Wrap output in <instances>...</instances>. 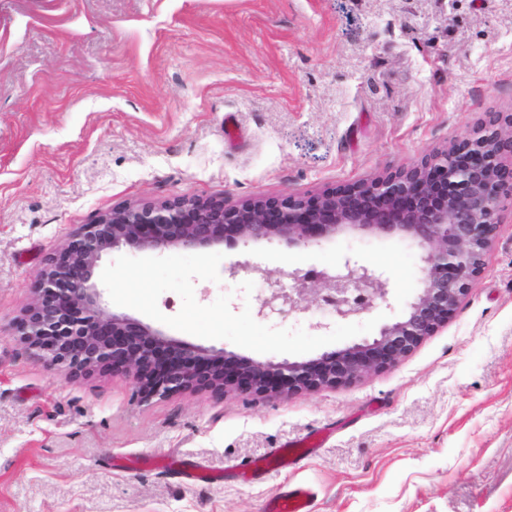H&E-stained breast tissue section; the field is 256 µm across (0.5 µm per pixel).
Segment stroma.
Listing matches in <instances>:
<instances>
[{
    "mask_svg": "<svg viewBox=\"0 0 512 512\" xmlns=\"http://www.w3.org/2000/svg\"><path fill=\"white\" fill-rule=\"evenodd\" d=\"M512 114V0H0V512H265L287 485L311 512H512V199L446 327L395 366L266 399L202 387L143 401L110 370H46L15 325L44 259L100 212L178 196H315L462 146ZM212 304L245 260L322 269L355 256L391 278L394 319L421 250L344 233L309 248L218 246ZM204 348L280 361L130 308ZM319 437L296 467L243 464ZM187 458L220 473L191 484Z\"/></svg>",
    "mask_w": 512,
    "mask_h": 512,
    "instance_id": "obj_1",
    "label": "stroma"
}]
</instances>
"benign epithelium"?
Masks as SVG:
<instances>
[{
	"instance_id": "1",
	"label": "benign epithelium",
	"mask_w": 512,
	"mask_h": 512,
	"mask_svg": "<svg viewBox=\"0 0 512 512\" xmlns=\"http://www.w3.org/2000/svg\"><path fill=\"white\" fill-rule=\"evenodd\" d=\"M505 157L512 159V117L504 120L497 114L460 150L438 152L415 167L314 199L232 204L222 197L183 196L104 212L80 225L45 259L35 276L36 299L20 319L18 332L46 369L110 367L144 400L199 385L225 392L235 386V380L224 375L227 351L168 338L102 307L93 275L103 253L121 246L160 253L170 248L197 250L220 245L226 238L245 245L278 241L307 248L342 232L409 237L423 250L422 288L402 317L384 325L371 341L309 361L253 362L249 369L254 392L273 398L355 380L395 365L447 325L467 296L499 229V192L512 175ZM438 174L448 189L441 204L434 202L432 191ZM240 268L264 281L267 292L258 314L265 318L305 312L310 300L330 296L336 300L335 318L352 319L367 310L352 301L356 292L389 302L390 277L350 256L340 274L301 268L272 272L246 261L229 271L235 274ZM286 279L291 284H285ZM163 350L169 371L149 387L146 368ZM204 361L216 369L208 378L196 373Z\"/></svg>"
}]
</instances>
